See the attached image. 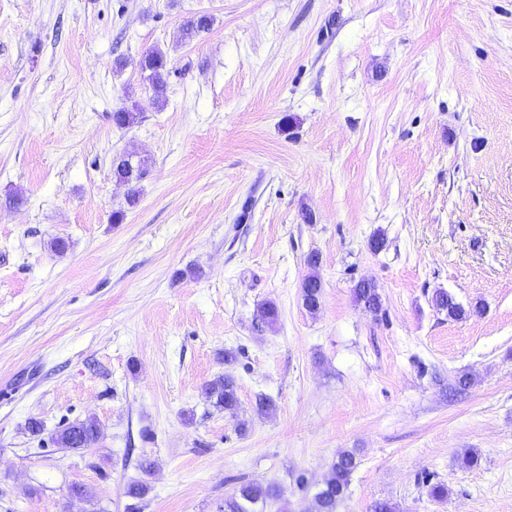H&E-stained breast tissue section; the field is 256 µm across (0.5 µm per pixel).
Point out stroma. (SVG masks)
<instances>
[{"mask_svg":"<svg viewBox=\"0 0 512 512\" xmlns=\"http://www.w3.org/2000/svg\"><path fill=\"white\" fill-rule=\"evenodd\" d=\"M225 373L233 418L201 393ZM88 417L87 449L51 442ZM345 451L338 512H512V0H0V512H128L135 481L141 512L244 482L315 512ZM167 63L166 54L158 48L146 51L137 63L141 72H149L148 77L152 81V100L157 105L163 102L164 84L161 81V73L166 69ZM148 161L139 158L136 162L130 156L122 155L112 161L113 177L129 187L128 202L134 205L137 201L138 189L136 185L144 179L147 174ZM306 264L309 269L312 270L308 276L302 282L301 293L303 306L310 313H315L321 306L322 297V284L315 273V270L319 264V255L317 253H310L306 258ZM354 298L357 303L363 305L368 311L376 315L381 312V296L374 283L365 281L358 282L354 288ZM432 302L439 311H444L451 319H462L468 311L447 291L437 290L432 296ZM358 467L357 457L350 452L341 453L331 466L329 476L315 494L317 512H336L346 498L352 475Z\"/></svg>","mask_w":512,"mask_h":512,"instance_id":"35a3bbf8","label":"stroma"}]
</instances>
